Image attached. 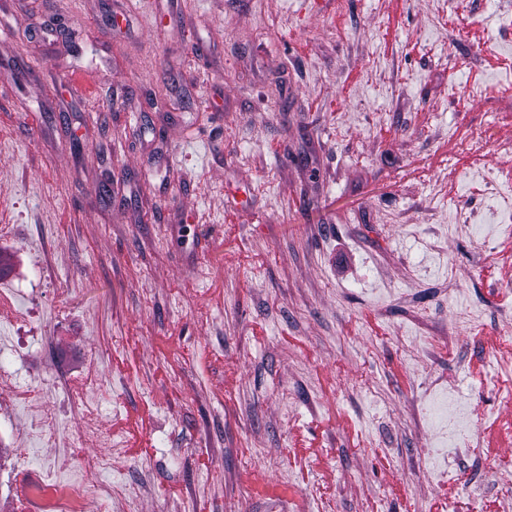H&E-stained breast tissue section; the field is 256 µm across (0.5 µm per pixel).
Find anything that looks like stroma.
I'll use <instances>...</instances> for the list:
<instances>
[{"mask_svg": "<svg viewBox=\"0 0 512 512\" xmlns=\"http://www.w3.org/2000/svg\"><path fill=\"white\" fill-rule=\"evenodd\" d=\"M504 5L0 0V289L29 316L0 321V512L28 470L79 482L89 406L91 512H512V268L472 179L512 178ZM29 400L27 414L29 415L30 432L33 435L45 436L49 426L55 421V414L37 391H27L25 394ZM88 465L90 473L101 472L104 469L112 467V440L108 437L100 436L97 438V448H92V453L88 455Z\"/></svg>", "mask_w": 512, "mask_h": 512, "instance_id": "1", "label": "stroma"}]
</instances>
